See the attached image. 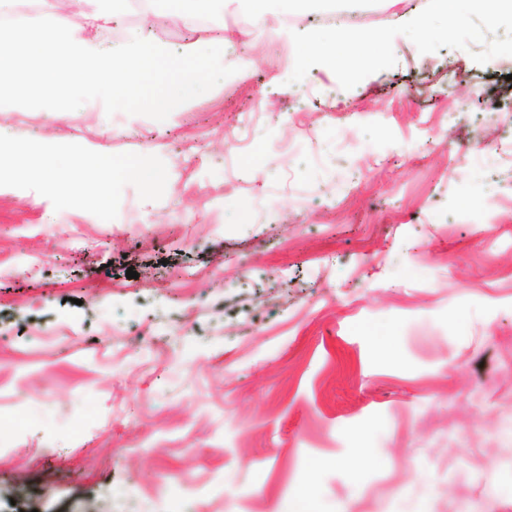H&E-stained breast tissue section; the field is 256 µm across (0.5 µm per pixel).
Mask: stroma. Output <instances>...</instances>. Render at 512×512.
I'll list each match as a JSON object with an SVG mask.
<instances>
[{
	"label": "stroma",
	"mask_w": 512,
	"mask_h": 512,
	"mask_svg": "<svg viewBox=\"0 0 512 512\" xmlns=\"http://www.w3.org/2000/svg\"><path fill=\"white\" fill-rule=\"evenodd\" d=\"M356 2L372 28L427 4ZM180 10L152 26L177 53ZM212 11L251 64L180 111L0 102L14 138L155 180L103 218L64 161L63 204L0 190V512H512V57L399 35L352 89L293 84L289 39Z\"/></svg>",
	"instance_id": "obj_1"
}]
</instances>
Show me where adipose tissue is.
<instances>
[{"mask_svg":"<svg viewBox=\"0 0 512 512\" xmlns=\"http://www.w3.org/2000/svg\"><path fill=\"white\" fill-rule=\"evenodd\" d=\"M18 0H0V100L15 93L22 78H30L31 93L49 90L57 94L52 109L65 117L74 109L73 95L85 102L105 99L113 105L124 104V85H149L157 66H165L179 75L168 86L169 111H178L187 97L205 83L212 62L224 61L233 44L232 37L204 39L183 54H172L167 46L149 38L145 30L130 33L124 42L106 47L85 36V29L110 30L124 10V0H110L100 10L88 14L84 28L74 27L67 15L16 14ZM29 146L14 143L0 127V184L32 186L50 203L62 202L67 188L52 178L57 153L45 148L39 162H31ZM77 175L90 182V204L104 211L103 186L125 175L146 174L137 159L117 157L101 150L70 159Z\"/></svg>","mask_w":512,"mask_h":512,"instance_id":"adipose-tissue-1","label":"adipose tissue"}]
</instances>
